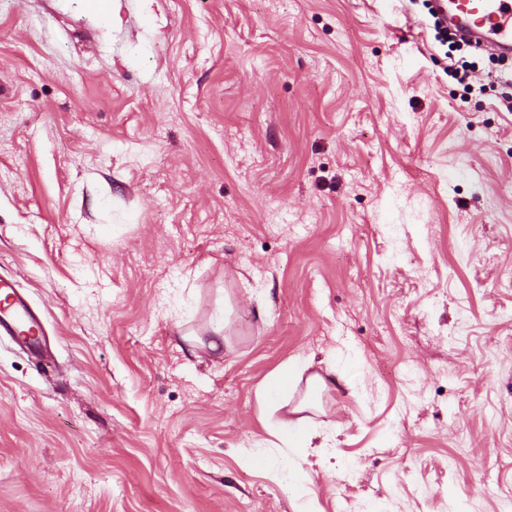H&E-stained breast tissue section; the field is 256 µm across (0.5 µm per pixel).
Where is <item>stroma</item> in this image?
Segmentation results:
<instances>
[{
	"mask_svg": "<svg viewBox=\"0 0 512 512\" xmlns=\"http://www.w3.org/2000/svg\"><path fill=\"white\" fill-rule=\"evenodd\" d=\"M108 8L0 0V512H502L512 82L432 0ZM0 331L1 328L27 347L38 345L43 336L39 317L24 303L14 285L0 278ZM298 363H289L283 367L262 387L261 397L268 403L277 401L287 390L295 385Z\"/></svg>",
	"mask_w": 512,
	"mask_h": 512,
	"instance_id": "35a3bbf8",
	"label": "stroma"
}]
</instances>
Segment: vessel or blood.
<instances>
[{
    "instance_id": "b4317fda",
    "label": "vessel or blood",
    "mask_w": 512,
    "mask_h": 512,
    "mask_svg": "<svg viewBox=\"0 0 512 512\" xmlns=\"http://www.w3.org/2000/svg\"><path fill=\"white\" fill-rule=\"evenodd\" d=\"M434 9L466 40L512 53V0H434ZM0 329L29 347L38 345L43 336L39 317L14 285L1 278Z\"/></svg>"
}]
</instances>
